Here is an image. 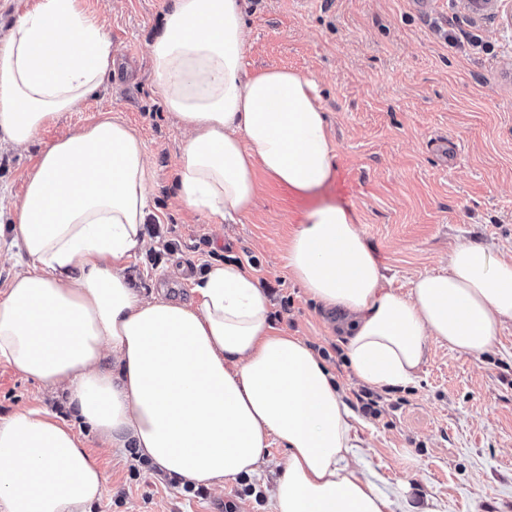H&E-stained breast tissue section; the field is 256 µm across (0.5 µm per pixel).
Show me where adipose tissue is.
<instances>
[{
    "instance_id": "obj_1",
    "label": "adipose tissue",
    "mask_w": 512,
    "mask_h": 512,
    "mask_svg": "<svg viewBox=\"0 0 512 512\" xmlns=\"http://www.w3.org/2000/svg\"><path fill=\"white\" fill-rule=\"evenodd\" d=\"M241 0H174L149 46L163 103L188 130L177 172L191 211H248L256 173L310 195L334 175L318 86L287 69L250 72ZM112 71V42L79 0H39L0 39V137L32 144ZM148 167L133 131L106 117L40 155L10 226L30 260L0 294V360L51 394L108 448H133L169 479L206 487L257 472L285 448L273 512H392L349 462L352 411L322 359L276 331L271 299L241 263H213L183 302L145 296L124 272L145 243ZM288 270L345 316L357 383L416 378L429 338L478 356L512 321V263L458 245L445 270L386 275L347 209L306 211ZM45 410L0 418V512H95L100 458Z\"/></svg>"
}]
</instances>
